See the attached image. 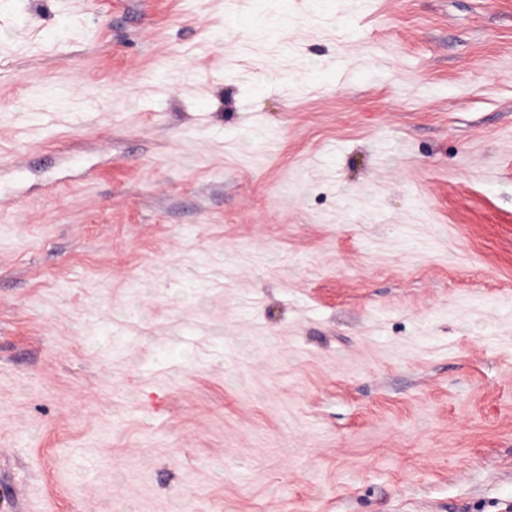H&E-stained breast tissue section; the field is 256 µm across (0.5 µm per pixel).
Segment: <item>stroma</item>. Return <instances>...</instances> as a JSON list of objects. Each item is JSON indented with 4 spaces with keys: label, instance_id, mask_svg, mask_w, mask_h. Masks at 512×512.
Here are the masks:
<instances>
[{
    "label": "stroma",
    "instance_id": "35a3bbf8",
    "mask_svg": "<svg viewBox=\"0 0 512 512\" xmlns=\"http://www.w3.org/2000/svg\"><path fill=\"white\" fill-rule=\"evenodd\" d=\"M0 512H512V0H0Z\"/></svg>",
    "mask_w": 512,
    "mask_h": 512
}]
</instances>
